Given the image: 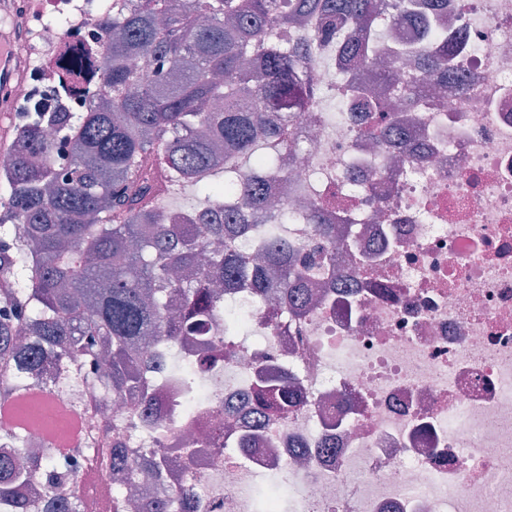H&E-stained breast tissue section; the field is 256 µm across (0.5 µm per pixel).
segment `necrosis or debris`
I'll list each match as a JSON object with an SVG mask.
<instances>
[{"instance_id":"obj_1","label":"necrosis or debris","mask_w":512,"mask_h":512,"mask_svg":"<svg viewBox=\"0 0 512 512\" xmlns=\"http://www.w3.org/2000/svg\"><path fill=\"white\" fill-rule=\"evenodd\" d=\"M40 6V42L101 46L95 14L75 0ZM37 44L11 45L35 70L11 90L23 110L73 81ZM443 46L438 90L413 53ZM401 47L412 50L401 72L421 89L404 163L365 137L370 120L347 110L336 79L347 70L386 95L374 71L346 67L334 40L317 55L320 103L296 127L301 149L270 220L315 192L332 208L343 252L320 301L291 318L237 289L229 305L249 333L225 343L214 372L197 376L185 350L160 357L167 432L197 438L182 441L161 495L179 499L190 469L191 512H512V0H448L436 38L421 22H391L378 52L391 59ZM325 99L339 112L324 111ZM261 369L288 372L298 392L290 412L253 428ZM230 427L244 447H200ZM269 479L285 491L257 500Z\"/></svg>"}]
</instances>
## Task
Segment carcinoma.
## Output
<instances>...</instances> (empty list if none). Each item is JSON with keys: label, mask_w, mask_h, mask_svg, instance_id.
Returning <instances> with one entry per match:
<instances>
[{"label": "carcinoma", "mask_w": 512, "mask_h": 512, "mask_svg": "<svg viewBox=\"0 0 512 512\" xmlns=\"http://www.w3.org/2000/svg\"><path fill=\"white\" fill-rule=\"evenodd\" d=\"M397 12L410 13L407 0H112L99 15L107 94L83 112L58 99L31 113L0 167V401L26 392L21 377L47 374L93 423L64 455L39 450L26 427L0 434V512H60L69 485L101 472L117 480L112 512H169L161 498L133 503L125 485L168 478L174 449L160 434L128 447L104 399L126 401L132 423L162 427L147 346L220 347L244 333L224 318L214 281L229 291L238 276L298 311L314 297L307 271L336 276L327 212L312 203L294 215L325 242L304 255L266 235L264 214L295 153L285 126L316 103L318 40H344L367 64L383 38L368 27ZM137 58L156 68L154 83H140ZM387 80L404 105L418 98L400 76ZM351 98L372 114L365 133L392 140L388 102L355 87ZM48 129L57 141L44 140ZM176 185L201 196L162 207ZM251 238L260 264L237 252ZM253 403L259 419L290 410L294 380L260 375Z\"/></svg>", "instance_id": "1"}]
</instances>
